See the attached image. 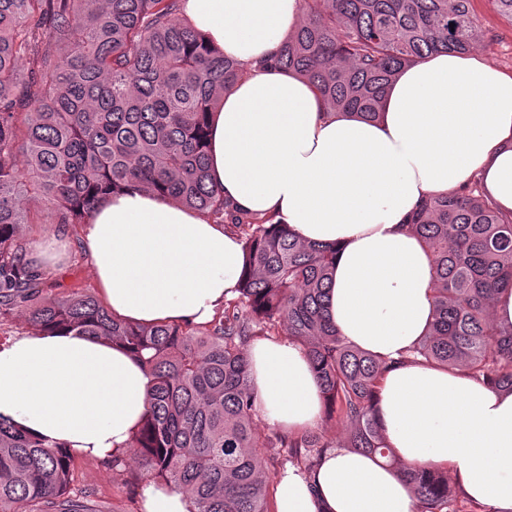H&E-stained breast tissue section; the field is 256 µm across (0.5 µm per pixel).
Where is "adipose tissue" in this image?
I'll return each instance as SVG.
<instances>
[{
  "instance_id": "obj_1",
  "label": "adipose tissue",
  "mask_w": 512,
  "mask_h": 512,
  "mask_svg": "<svg viewBox=\"0 0 512 512\" xmlns=\"http://www.w3.org/2000/svg\"><path fill=\"white\" fill-rule=\"evenodd\" d=\"M185 18L243 71L210 120L212 183L299 239L338 248L329 315L343 338L395 360L374 408L398 467L334 445L276 477L275 512H414L400 471L440 468L490 512H512V393L409 353L434 320L429 255L406 219L428 195L479 180L512 215V73L475 54L436 53L388 85L379 115L326 107L295 71L270 66L303 21L302 0H182ZM104 301L133 325H202L237 295L246 255L207 214L144 188L106 198L85 228ZM264 420L314 428L323 394L304 349H247ZM150 377L122 345L74 332L22 333L0 346V418L109 459L147 409Z\"/></svg>"
}]
</instances>
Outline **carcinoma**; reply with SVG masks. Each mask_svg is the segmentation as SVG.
I'll list each match as a JSON object with an SVG mask.
<instances>
[{
  "label": "carcinoma",
  "mask_w": 512,
  "mask_h": 512,
  "mask_svg": "<svg viewBox=\"0 0 512 512\" xmlns=\"http://www.w3.org/2000/svg\"><path fill=\"white\" fill-rule=\"evenodd\" d=\"M471 2L302 0L303 23L272 64L305 76L328 106L374 118L402 68L477 47ZM241 76L186 21L180 0H0V315L22 306L37 333L110 339L143 361L148 407L129 447L140 479L184 492L189 512H269L273 477L261 449L311 470L333 447L314 430L257 429L247 344L260 331L304 347L343 447L396 463L373 408L396 362L347 343L328 317L338 248L234 208L210 182L208 117ZM136 186L237 230L247 271L210 322L131 325L92 294L41 299L22 226L84 224L106 195ZM31 189L44 202L39 212L24 205ZM408 224L433 266L434 322L413 353L512 392V327L491 315L495 292L512 283L503 278L512 272V215L475 180L426 198ZM74 461L0 418V512H90L71 494ZM401 471L417 512H463L447 472Z\"/></svg>",
  "instance_id": "obj_1"
}]
</instances>
